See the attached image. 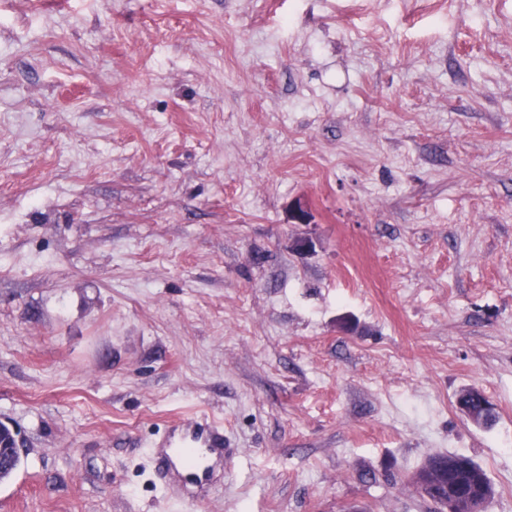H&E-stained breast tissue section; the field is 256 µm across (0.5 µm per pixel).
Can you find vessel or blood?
<instances>
[{
    "label": "vessel or blood",
    "mask_w": 512,
    "mask_h": 512,
    "mask_svg": "<svg viewBox=\"0 0 512 512\" xmlns=\"http://www.w3.org/2000/svg\"><path fill=\"white\" fill-rule=\"evenodd\" d=\"M230 440L222 426L212 421L183 424L178 437L170 439L156 468L160 482L177 481L186 502H194L233 461Z\"/></svg>",
    "instance_id": "1"
}]
</instances>
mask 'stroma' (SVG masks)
<instances>
[{
    "instance_id": "35a3bbf8",
    "label": "stroma",
    "mask_w": 512,
    "mask_h": 512,
    "mask_svg": "<svg viewBox=\"0 0 512 512\" xmlns=\"http://www.w3.org/2000/svg\"><path fill=\"white\" fill-rule=\"evenodd\" d=\"M0 422V512H512V0H0ZM223 427L204 419L181 426L178 437L170 439L163 448L156 473L165 485L174 479L186 491L184 501L199 499L214 483L217 473L224 480V466L233 461L229 437ZM443 461L451 460L453 458L463 459L468 462L469 469L456 475L466 486L472 488V485L479 483L483 485L487 491L486 508L485 500L482 496V489L474 491H464L458 483L452 482L450 476V466L448 465V481L443 483L441 479V471L438 466V455L430 456L428 472L432 474L433 478V493L435 498L430 494L431 489L424 487L421 484H415L420 481L419 475L412 476V482L415 484L416 491L421 499L429 502L431 500L439 512H484L495 496V488L487 475L486 471L471 458L459 453H448L439 456ZM444 486L445 492L439 488ZM485 508V510H484Z\"/></svg>"
}]
</instances>
